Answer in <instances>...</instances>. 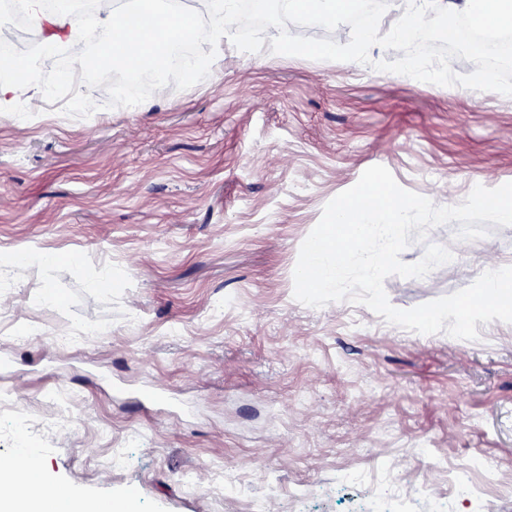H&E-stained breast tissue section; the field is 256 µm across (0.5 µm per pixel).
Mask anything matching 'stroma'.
<instances>
[{
	"instance_id": "obj_1",
	"label": "stroma",
	"mask_w": 512,
	"mask_h": 512,
	"mask_svg": "<svg viewBox=\"0 0 512 512\" xmlns=\"http://www.w3.org/2000/svg\"><path fill=\"white\" fill-rule=\"evenodd\" d=\"M0 23L29 43L43 84L79 70L44 57L41 34L9 9ZM190 54L215 58L210 79L177 66L164 94L145 89L132 108L104 68L89 85L108 111L0 112V261L17 264L0 284V398L71 418L31 429L46 487L131 497L137 512H247L255 497L288 512L301 487V512H364V479L381 472L409 512H428L422 487L447 494L448 474L411 455L423 439L432 457L499 462L489 504L449 512H512V323L466 341L293 297L301 243L368 167L437 206L512 182V97L356 62L258 66L229 43ZM458 227L402 253L416 262L430 242L459 259L385 279L394 307L512 266V226L469 241ZM107 273L115 287L99 288ZM60 336L75 342L60 348ZM346 470L359 483H342Z\"/></svg>"
}]
</instances>
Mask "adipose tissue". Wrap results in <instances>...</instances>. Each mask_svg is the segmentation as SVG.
Returning <instances> with one entry per match:
<instances>
[{
    "mask_svg": "<svg viewBox=\"0 0 512 512\" xmlns=\"http://www.w3.org/2000/svg\"><path fill=\"white\" fill-rule=\"evenodd\" d=\"M94 4V24L102 38L111 42L114 52L124 54L135 48V34L126 32L115 22L120 11L116 0H94ZM15 8L26 14L41 32L45 48L66 46L77 62L91 63L98 68L106 66V59L89 58L79 31L81 18L72 9L49 10L41 0H15ZM396 11L391 32L400 40L412 39L435 14L451 17L462 14L485 28H512V0H401ZM166 15V26L154 40L161 52L185 38L206 45L220 43L230 37L233 26L241 20L238 0H195L192 11L172 7ZM199 15L204 16V23H196ZM0 45L11 50L9 60L4 63L7 73L0 78V112L20 102L26 103L31 111H40L42 86L23 67L32 55L29 45L13 27L4 24H0ZM40 485L36 469L23 473L1 469L0 512H112L111 502L80 498L66 491L53 498L46 497Z\"/></svg>",
    "mask_w": 512,
    "mask_h": 512,
    "instance_id": "ef3b65f1",
    "label": "adipose tissue"
}]
</instances>
